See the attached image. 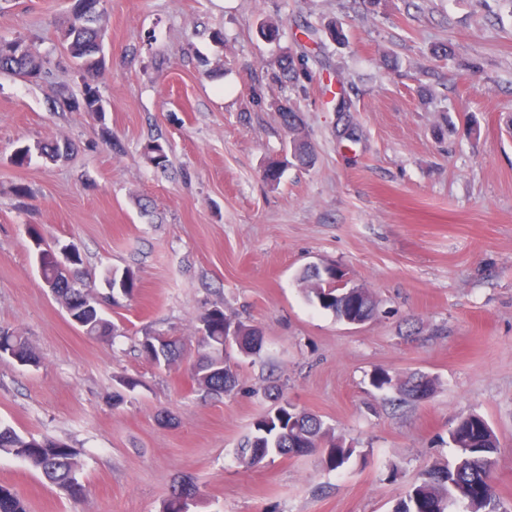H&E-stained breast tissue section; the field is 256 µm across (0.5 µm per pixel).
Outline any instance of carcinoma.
<instances>
[{"mask_svg": "<svg viewBox=\"0 0 512 512\" xmlns=\"http://www.w3.org/2000/svg\"><path fill=\"white\" fill-rule=\"evenodd\" d=\"M100 5L101 0H74L68 24L58 33L64 51L86 79L79 96L67 92L64 86L59 87L60 105L70 112L95 115L106 112L98 91L87 82L89 77L100 76L106 66L102 34L105 11ZM22 42L21 38L0 36V73L26 76L35 82L44 79L48 71L40 54L28 49L19 60L13 54V48ZM274 68L275 76L286 84L296 85L310 76L304 59L286 48L276 57ZM272 107L291 137V155L296 164L312 165L314 154L306 139L305 122L297 102L284 95L274 101ZM147 153L157 168H164L169 162L166 149L160 143L149 145ZM288 164L290 160L286 158L267 161L262 171L265 182L272 187L278 185ZM33 240L44 285L52 287L57 300L66 313L77 320L76 326L84 334L101 342L109 341L116 327L103 316V299L116 304L117 297L132 295L136 288L133 272H110L105 279L108 296L103 298L90 283L79 277L77 266L82 259L77 255L71 267L70 281L60 287L55 251L42 247V238L36 233ZM300 282L311 304L333 312L340 321L361 310L359 306L354 308L349 302L336 299V288H325L308 268L303 271ZM200 322L208 334L199 338V355L191 365L192 378L197 388L208 396L228 395L236 386L230 364L232 352L243 357L258 355L263 343L262 333L255 326L226 315L220 308L206 313ZM233 326L237 339L232 351L226 353L224 329ZM0 348L11 352L22 365L40 362L26 340L8 329L0 328ZM140 350L157 365L170 367L182 359L184 344L178 339L166 342L160 334L147 333L140 342ZM370 382L377 390L396 388L406 399L416 403L431 398L435 391L434 380L423 374L402 382L389 371L378 369L371 375ZM265 395L274 399L277 407L254 421L250 433L238 448V457L244 466L259 468L275 457H302L315 452L323 454L334 470L349 462L354 453L353 446L326 427L319 417L297 410L277 385L267 387ZM448 439L456 450L453 461L440 460L429 466L396 500L392 512H448L459 503L464 504L465 512H507L491 483L498 441L487 421L475 414L465 417L449 431ZM2 455L26 462L69 498H81V464L77 451L69 445L47 437L26 436L10 426L0 425ZM0 512H26L19 495L4 486H0Z\"/></svg>", "mask_w": 512, "mask_h": 512, "instance_id": "carcinoma-1", "label": "carcinoma"}]
</instances>
